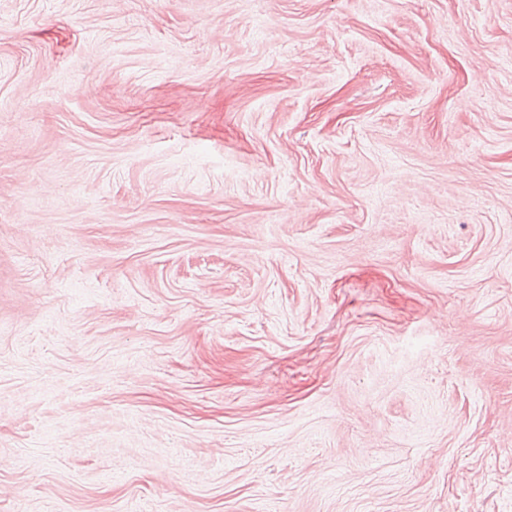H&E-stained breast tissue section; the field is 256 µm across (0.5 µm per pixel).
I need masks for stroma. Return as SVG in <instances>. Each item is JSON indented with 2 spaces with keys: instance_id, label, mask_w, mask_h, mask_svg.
Returning <instances> with one entry per match:
<instances>
[{
  "instance_id": "stroma-1",
  "label": "stroma",
  "mask_w": 512,
  "mask_h": 512,
  "mask_svg": "<svg viewBox=\"0 0 512 512\" xmlns=\"http://www.w3.org/2000/svg\"><path fill=\"white\" fill-rule=\"evenodd\" d=\"M0 512H512V0H0Z\"/></svg>"
}]
</instances>
